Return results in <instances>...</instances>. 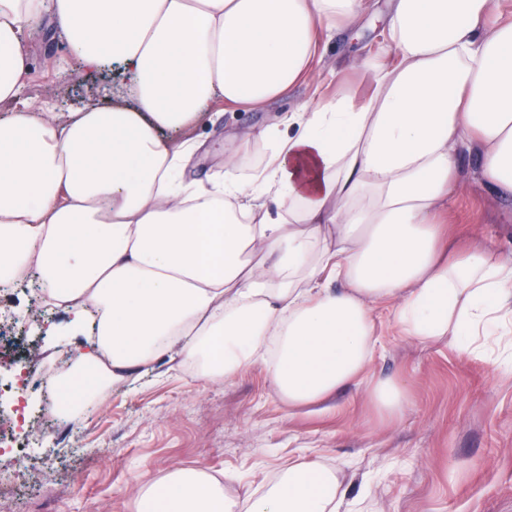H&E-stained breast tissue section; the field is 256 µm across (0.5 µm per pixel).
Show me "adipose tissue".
Segmentation results:
<instances>
[{"mask_svg":"<svg viewBox=\"0 0 512 512\" xmlns=\"http://www.w3.org/2000/svg\"><path fill=\"white\" fill-rule=\"evenodd\" d=\"M367 0H0V104L29 77L26 33L52 21L88 71L122 63L128 103L58 118L0 114V284L35 272L42 302L79 334L59 379L101 391L172 363L220 383L259 365L291 408L359 385L372 312L402 335L478 355L512 337V260L461 246L449 196L479 177L512 204V12L498 0H393L383 44L337 92L251 130L249 174L183 181L200 148L169 135L216 99L264 108L305 83L323 41ZM383 421L407 398L368 381ZM336 472L298 458L262 492L232 496L198 467L133 494L130 512H341Z\"/></svg>","mask_w":512,"mask_h":512,"instance_id":"ef3b65f1","label":"adipose tissue"}]
</instances>
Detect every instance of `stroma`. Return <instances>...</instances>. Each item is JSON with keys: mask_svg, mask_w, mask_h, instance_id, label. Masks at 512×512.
<instances>
[{"mask_svg": "<svg viewBox=\"0 0 512 512\" xmlns=\"http://www.w3.org/2000/svg\"><path fill=\"white\" fill-rule=\"evenodd\" d=\"M388 0H372L352 39L338 38L316 64L311 83L266 108L220 113L185 132L201 149L193 175L223 171L233 160L248 173L263 157L260 145L241 139L242 130L269 124L309 99L314 88L359 93L361 75L330 70L358 49L381 40ZM32 67L17 108L43 106L70 112L85 103L115 97L123 77L107 65L87 76L67 56L53 26L30 37ZM448 230L512 257V210L501 206L480 182L462 183L448 200ZM377 339L367 373L401 380L408 393L403 417L379 421L370 411L366 386L339 393L329 412L291 411L274 395L266 371L254 366L219 385L192 373L157 369L113 388L100 408L68 418L70 435L36 454L0 453V468L52 470L38 498L28 490L14 496L12 512H130L137 482L154 481L176 467H201L214 475L234 474L231 493L259 491L278 469L302 454L338 470L349 499L360 512H512V363L498 354L459 353L450 339L422 344L400 336L387 308L374 311ZM40 363L50 372L46 388L29 393L26 408L56 405L57 376L73 345L66 336L41 341ZM104 449L101 457L93 449ZM79 479L83 490L58 508L53 490Z\"/></svg>", "mask_w": 512, "mask_h": 512, "instance_id": "35a3bbf8", "label": "stroma"}]
</instances>
